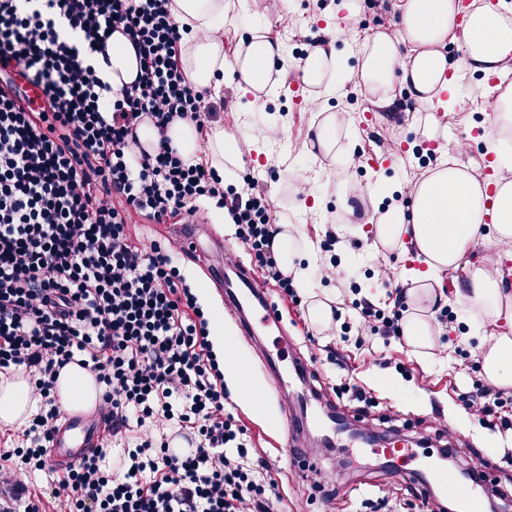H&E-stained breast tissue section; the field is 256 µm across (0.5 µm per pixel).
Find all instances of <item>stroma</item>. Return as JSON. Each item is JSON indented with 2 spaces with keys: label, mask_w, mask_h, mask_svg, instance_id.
Masks as SVG:
<instances>
[{
  "label": "stroma",
  "mask_w": 512,
  "mask_h": 512,
  "mask_svg": "<svg viewBox=\"0 0 512 512\" xmlns=\"http://www.w3.org/2000/svg\"><path fill=\"white\" fill-rule=\"evenodd\" d=\"M339 2L287 0L276 17L268 14L264 0H224L226 13L235 19L224 28L225 54L233 55L252 29L265 23L283 46V71L277 92L259 98L241 92L228 77L211 89L212 101L228 102L219 118L225 131L257 139L245 171L265 193L279 221L296 229L297 261L312 272L310 290L302 295L304 303L314 296H328L337 307L336 324L327 334L314 331L304 304L285 307L290 350L307 360L321 409L332 410L380 437H400L412 448L423 445L437 458L443 449H451L459 467L478 466L493 484L512 488V467L502 462L504 453L512 452V429L501 425L502 420H512V400L504 401L498 419L492 421L465 407L477 383L485 379L481 352L493 331L492 326L472 324L454 296L467 277L466 268L443 275L449 300L440 304L432 318L437 336L433 356L413 354L404 340L371 334L361 324L360 303L367 300L388 310L386 272L414 268L418 262L412 250L376 247L371 225L351 232L338 195L339 190L373 183L377 195L362 207L369 215L392 198L410 207L416 184L441 161L467 167L474 177H481L488 162L481 97L487 78L463 70L461 104L440 117V136L434 142L422 134L425 108L400 84L391 91L397 111L393 117L374 111L369 96L350 85L323 96L322 106H314V95L303 85L296 67L311 42L333 44L345 69L353 72L367 37L397 29L399 0H358L356 38L332 39L325 27L334 20ZM256 101L267 126L260 137L254 130L252 104ZM369 111L375 112L376 120L366 125L362 116ZM328 112L336 114L341 124V143L351 162L313 157L304 149ZM460 139L467 148L459 154L454 144ZM441 144L446 147L442 153L437 150ZM210 262L207 256L179 260L209 318L224 310L216 290L203 285ZM342 266L351 268L350 277L335 276V269ZM243 363L253 372L251 382L261 394L264 410L256 412L232 385L226 388L224 410L244 426L251 447L265 458L266 477L275 485L276 512H374L372 503L380 497L388 500L386 512H421L428 498L425 478L431 475V467L413 458L388 462L379 453L354 463L349 448L338 445L339 435L329 423L302 428L298 445L309 454L304 467L293 466L292 451L282 436L289 408L268 392L256 360L247 355ZM367 396L372 397V405L364 404ZM322 474L333 477L336 496L326 498L314 490L313 483Z\"/></svg>",
  "instance_id": "35a3bbf8"
}]
</instances>
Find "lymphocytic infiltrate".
Listing matches in <instances>:
<instances>
[{"label":"lymphocytic infiltrate","instance_id":"f902f5d3","mask_svg":"<svg viewBox=\"0 0 512 512\" xmlns=\"http://www.w3.org/2000/svg\"><path fill=\"white\" fill-rule=\"evenodd\" d=\"M173 0H0V372L24 368L48 405L33 418L34 447L0 465V487L20 470L45 469L63 413L55 383L63 367L90 368L103 387L112 436L56 479L67 512H272L266 464L250 459L241 428L224 414V371L209 322L171 243L141 247L132 224L227 211L236 239L281 300L301 305L272 251L278 232L253 178L243 190L186 160L168 139L140 148L137 128L175 120L207 135L215 105L181 66L186 27ZM136 48L140 74L115 98L90 55L115 30ZM41 101L30 106L26 86ZM196 426L182 458L145 436L121 471L99 462L132 424Z\"/></svg>","mask_w":512,"mask_h":512}]
</instances>
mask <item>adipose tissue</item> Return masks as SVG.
I'll list each match as a JSON object with an SVG mask.
<instances>
[{
  "instance_id": "obj_1",
  "label": "adipose tissue",
  "mask_w": 512,
  "mask_h": 512,
  "mask_svg": "<svg viewBox=\"0 0 512 512\" xmlns=\"http://www.w3.org/2000/svg\"><path fill=\"white\" fill-rule=\"evenodd\" d=\"M395 35L378 34L365 40L358 74L346 75L335 50L313 47L301 68L305 84L330 93L333 86L353 84L370 94L376 104L389 106L394 84L412 88L419 102L433 105L439 93L456 97V78L448 74L443 49L450 40L461 41L468 69L486 74L512 70V19L502 9L487 4L466 13L465 25L459 0H401ZM173 13L189 28L181 63L189 81L199 89L209 88L220 72H228L239 87L272 92L277 86L274 67L283 58L281 43L266 27H257L251 40L240 45L234 56L224 54V0H174ZM106 60L99 77L112 90L133 82L139 61L122 32H114L105 43ZM491 106L486 113L485 144L502 176L494 196L467 169L442 164L422 179L410 208L393 204L375 210L369 222L378 244L393 247L410 244L424 270L409 274L408 290L415 311L403 324L406 344L415 353L436 346L429 313L446 294L441 275L465 262L468 249L492 229L498 244H512V93L487 89ZM174 147L188 158H209L215 168L234 172L245 164L249 142L214 126L207 140H200L194 124L173 122L167 132ZM512 296L495 257H485L470 267L467 279L456 290L458 302L472 321L497 323L507 319V330L493 334L482 352L486 380L495 387H512V307L504 298ZM102 387L88 367L72 363L61 369L56 381V399L61 410L91 411L101 401ZM41 408L31 394L28 377L0 375V428L12 430L29 422Z\"/></svg>"
}]
</instances>
